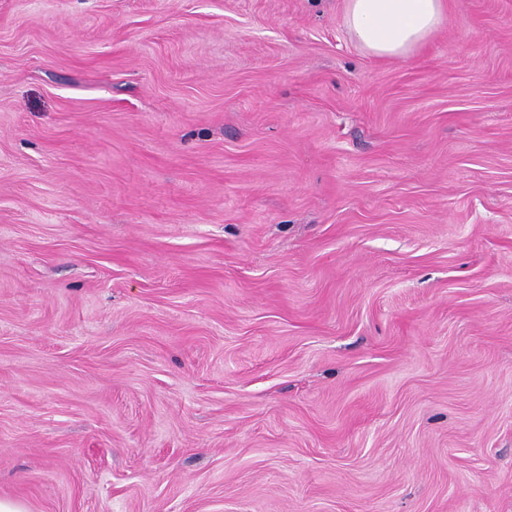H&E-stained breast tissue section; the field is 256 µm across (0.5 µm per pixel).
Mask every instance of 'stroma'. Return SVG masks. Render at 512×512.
Returning <instances> with one entry per match:
<instances>
[{
  "label": "stroma",
  "instance_id": "35a3bbf8",
  "mask_svg": "<svg viewBox=\"0 0 512 512\" xmlns=\"http://www.w3.org/2000/svg\"><path fill=\"white\" fill-rule=\"evenodd\" d=\"M0 0V497L512 512V0ZM344 25L368 55L399 60L422 47L442 24L446 0H344Z\"/></svg>",
  "mask_w": 512,
  "mask_h": 512
}]
</instances>
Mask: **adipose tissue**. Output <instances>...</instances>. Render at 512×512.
<instances>
[{
	"label": "adipose tissue",
	"instance_id": "1",
	"mask_svg": "<svg viewBox=\"0 0 512 512\" xmlns=\"http://www.w3.org/2000/svg\"><path fill=\"white\" fill-rule=\"evenodd\" d=\"M344 25L368 55L399 60L422 47L442 24L446 0H344Z\"/></svg>",
	"mask_w": 512,
	"mask_h": 512
}]
</instances>
